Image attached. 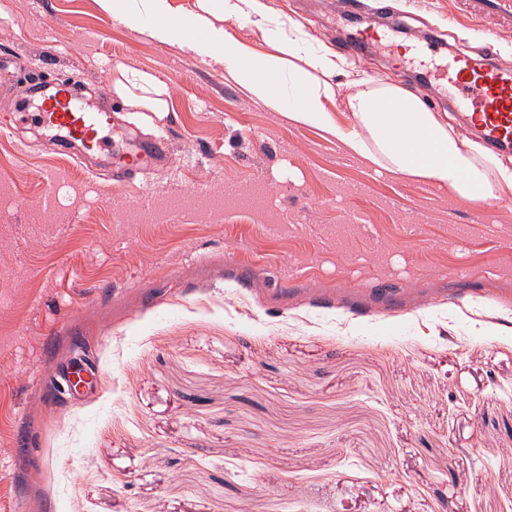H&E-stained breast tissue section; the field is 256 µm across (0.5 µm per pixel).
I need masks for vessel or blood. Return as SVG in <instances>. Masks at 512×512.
<instances>
[{"label": "vessel or blood", "mask_w": 512, "mask_h": 512, "mask_svg": "<svg viewBox=\"0 0 512 512\" xmlns=\"http://www.w3.org/2000/svg\"><path fill=\"white\" fill-rule=\"evenodd\" d=\"M464 5L466 13L477 20L492 16L512 18V0H465ZM449 71L454 85L477 93L468 114V127L490 148H512V69L489 61L478 67L468 54L461 53L454 56ZM37 87L43 93L37 122L53 134L57 147H76L87 154L104 151V130L111 121L109 112H97L81 104L78 88L67 78L49 76ZM169 160L166 138L160 135L141 141L123 164L111 168L108 179L121 185ZM61 377L77 390L90 387L94 373L76 359L63 368Z\"/></svg>", "instance_id": "b4317fda"}]
</instances>
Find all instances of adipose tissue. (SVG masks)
Returning a JSON list of instances; mask_svg holds the SVG:
<instances>
[{"mask_svg": "<svg viewBox=\"0 0 512 512\" xmlns=\"http://www.w3.org/2000/svg\"><path fill=\"white\" fill-rule=\"evenodd\" d=\"M96 3L113 20L137 27L158 44L223 63L225 79L240 90L280 110L297 126L335 137L350 157L375 171L431 181L462 201L512 196V166L459 138L440 113L399 86L366 78L353 81L346 101L350 121H335L327 109L336 98L335 54L311 46L266 0H196L185 14L177 13L170 0ZM230 21L254 28L262 44L236 39L226 28ZM112 91L137 112L168 109L160 81L144 70L120 68Z\"/></svg>", "mask_w": 512, "mask_h": 512, "instance_id": "obj_1", "label": "adipose tissue"}]
</instances>
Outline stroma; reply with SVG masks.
<instances>
[{"instance_id":"1","label":"stroma","mask_w":512,"mask_h":512,"mask_svg":"<svg viewBox=\"0 0 512 512\" xmlns=\"http://www.w3.org/2000/svg\"><path fill=\"white\" fill-rule=\"evenodd\" d=\"M267 3L337 82L407 89L467 140L449 59L512 67L459 0H388L354 60L333 8ZM0 56L5 96L62 74L92 107L149 71L176 125L174 165L131 187L108 160L157 121L120 99L94 179L36 125L0 134V512H512V197L377 175L95 0H0ZM80 341L95 383L59 393Z\"/></svg>"}]
</instances>
